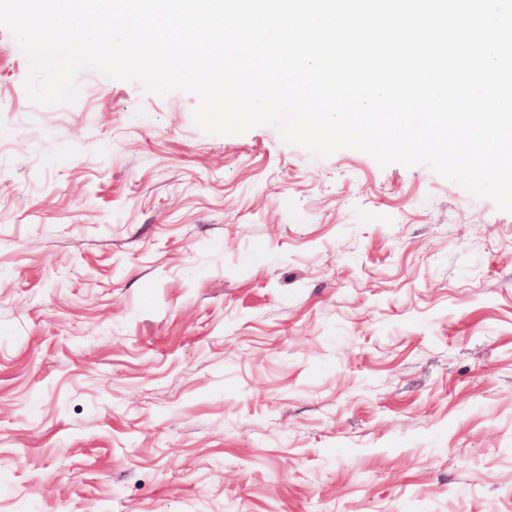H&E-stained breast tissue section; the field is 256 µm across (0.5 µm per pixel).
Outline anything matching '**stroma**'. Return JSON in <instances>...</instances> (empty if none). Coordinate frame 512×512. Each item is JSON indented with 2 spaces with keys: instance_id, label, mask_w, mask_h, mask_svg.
<instances>
[{
  "instance_id": "stroma-1",
  "label": "stroma",
  "mask_w": 512,
  "mask_h": 512,
  "mask_svg": "<svg viewBox=\"0 0 512 512\" xmlns=\"http://www.w3.org/2000/svg\"><path fill=\"white\" fill-rule=\"evenodd\" d=\"M0 29V512H512V213Z\"/></svg>"
}]
</instances>
